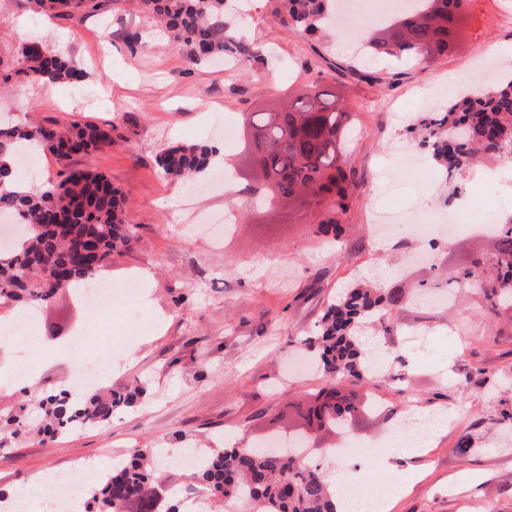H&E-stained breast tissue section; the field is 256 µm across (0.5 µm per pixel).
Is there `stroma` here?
I'll list each match as a JSON object with an SVG mask.
<instances>
[{"label":"stroma","instance_id":"35a3bbf8","mask_svg":"<svg viewBox=\"0 0 512 512\" xmlns=\"http://www.w3.org/2000/svg\"><path fill=\"white\" fill-rule=\"evenodd\" d=\"M507 7L512 0H471L448 55L414 64L361 57L350 34L341 42L314 40L280 23L282 0H247L246 16L231 13L226 21L259 48L261 60L192 66L152 30L137 0H120L106 17L51 21L31 0H0V65H16L24 19L31 38L49 48L67 37L66 53L87 73L83 83L53 85L52 107L41 106V87L15 86L0 98V113L17 122L72 118L111 128L110 147L74 162L111 179L135 230L132 245L105 268L121 292L111 314L93 313L62 292L38 311L36 336L6 355L36 364L42 389L70 384L80 360L103 367L104 386L141 381L148 388L109 425L51 442L6 438L0 492L12 495L44 470L75 462L96 479L133 448H220L230 434L245 448L275 431L304 430L297 407L324 377L319 369L295 371L302 342L343 288L369 282L402 289L404 300L392 312V331L372 326L364 341L411 360L345 386L356 400L382 405L378 413L358 412L347 434L380 437L411 412L425 418L441 411L449 425L425 436L421 452L393 470L380 447L356 471V457L338 453L347 434L332 432L311 435L308 461L343 494L367 478L390 484L386 512H470L475 505L512 512V436L500 422L512 410V324L485 312L480 291L467 285H454L447 303L419 295L494 250L491 225L512 216V168L487 160L450 173L416 145L424 99L446 106L453 101L449 77L478 84L482 63L512 58V29L499 18ZM130 30L142 32L140 44H128ZM314 80L345 98L358 128L344 208L326 204L288 217L245 197L246 223L220 234L225 196L216 173L239 149L240 115ZM395 143L415 149L423 176L381 159ZM176 144L222 148L195 188L159 173L157 155ZM390 206L402 217L388 236H377L373 214ZM443 213L459 216L452 231L417 234V225ZM331 218L340 226L335 242L317 231ZM464 434L472 449L462 456L455 446Z\"/></svg>","mask_w":512,"mask_h":512}]
</instances>
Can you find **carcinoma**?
<instances>
[{
	"mask_svg": "<svg viewBox=\"0 0 512 512\" xmlns=\"http://www.w3.org/2000/svg\"><path fill=\"white\" fill-rule=\"evenodd\" d=\"M118 0H33L55 16L76 19L87 9ZM227 0H140L147 16L164 28L170 45L192 66L214 58L248 61L254 47L229 30ZM415 6L361 35L372 55L427 60L448 53L455 24L463 23V0H414ZM288 17L307 34L325 32L336 4L328 0H284ZM18 65L0 70V89L13 82L81 83L85 69L73 57L48 49L39 40L17 48ZM421 142L448 170H463L479 155L499 156L512 148V68L496 76L490 93L459 94L446 112H431L420 123ZM353 119L344 100L313 81L283 102L252 112L239 134L230 196L244 195L269 205L316 212L330 200L344 207L348 190L346 142ZM35 141L52 153L61 180L26 190L17 185L12 159ZM112 143L103 127L70 120L53 127L32 124L0 127V216L19 228L14 241L0 246V309L49 305L56 295L99 274L112 254L135 241L124 222V198L104 174L70 166L77 155ZM215 148L207 144L165 149L157 159L162 176L185 180L208 168ZM493 255L478 261L455 279L477 283L489 311L512 313V219L498 225ZM402 302L396 289L355 285L330 303L306 350L320 360L326 385L314 395L335 396L317 427L338 432L361 404L342 393L347 380L373 375L371 355L361 341L366 328L394 327L391 312ZM147 393L132 384L118 391L91 388L75 401L66 390H43L15 405L0 407V428L15 437L36 434L53 438L112 422L115 411L133 406ZM188 487L205 488L212 510L249 506V512H337L336 493L316 468L299 456L283 455L266 445L212 448L203 465L184 474ZM173 475L157 467L150 448H137L112 465L89 493L87 512H176L167 495Z\"/></svg>",
	"mask_w": 512,
	"mask_h": 512,
	"instance_id": "carcinoma-1",
	"label": "carcinoma"
}]
</instances>
